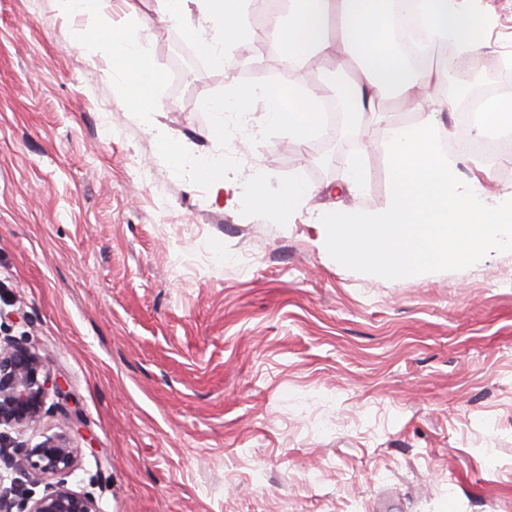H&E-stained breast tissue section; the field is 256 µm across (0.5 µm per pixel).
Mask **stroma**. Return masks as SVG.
Listing matches in <instances>:
<instances>
[{"mask_svg":"<svg viewBox=\"0 0 512 512\" xmlns=\"http://www.w3.org/2000/svg\"><path fill=\"white\" fill-rule=\"evenodd\" d=\"M464 8L486 45L435 77L465 94L512 58V0ZM194 23L160 0H103L94 16L0 0V338L63 389L0 439L67 435L69 485L100 512H512V253L386 280L332 259L314 222L389 206L390 123L433 125L491 194L512 191V158L457 148L459 105L411 112L392 93L362 137L300 142L258 98L215 141L204 101L295 72L268 46L205 62ZM108 27L162 72L156 110L126 111L90 39ZM213 158L226 189L199 173ZM355 162L359 191L338 192ZM264 173L314 191L288 215L255 213L241 200Z\"/></svg>","mask_w":512,"mask_h":512,"instance_id":"1","label":"stroma"}]
</instances>
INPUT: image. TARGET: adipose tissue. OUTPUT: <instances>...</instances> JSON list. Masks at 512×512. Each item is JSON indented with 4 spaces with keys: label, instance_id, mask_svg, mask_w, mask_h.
<instances>
[{
    "label": "adipose tissue",
    "instance_id": "adipose-tissue-1",
    "mask_svg": "<svg viewBox=\"0 0 512 512\" xmlns=\"http://www.w3.org/2000/svg\"><path fill=\"white\" fill-rule=\"evenodd\" d=\"M162 4L169 20L188 27L193 24V12L202 14L209 24L202 49L219 64L224 61L223 46L249 32L268 37L293 65L300 62L299 45L307 44L336 71H352L343 90L352 112L360 116L374 111L376 100L390 91L396 92L410 111H421L437 90L429 67L411 63L392 41L390 22L399 10L412 7L421 16L431 35L427 54L451 41L477 52L484 42V26L462 9L459 0H291L289 15L267 12L262 23L250 30L244 20L246 0H162ZM99 42L109 53L113 70L125 77L127 111L154 109L153 88L160 73L150 64L146 50L112 32L100 35ZM258 97L267 103L268 122L288 129L299 140H307L319 121V94L311 90L306 76L299 74L285 87L238 86L228 97L205 101V108L215 116L210 136L223 139L224 113L243 111ZM268 181L267 175L259 176L245 200L247 207L286 214L311 192L310 186L299 180L273 192Z\"/></svg>",
    "mask_w": 512,
    "mask_h": 512
}]
</instances>
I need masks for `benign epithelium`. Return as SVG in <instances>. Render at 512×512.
<instances>
[{
	"label": "benign epithelium",
	"mask_w": 512,
	"mask_h": 512,
	"mask_svg": "<svg viewBox=\"0 0 512 512\" xmlns=\"http://www.w3.org/2000/svg\"><path fill=\"white\" fill-rule=\"evenodd\" d=\"M51 389L58 386L36 351L23 343H0V427L37 423ZM75 461V449L61 436H47L31 448L16 449L13 465L31 483L51 481L42 497L24 499L20 512H99L91 498L67 486Z\"/></svg>",
	"instance_id": "obj_1"
}]
</instances>
